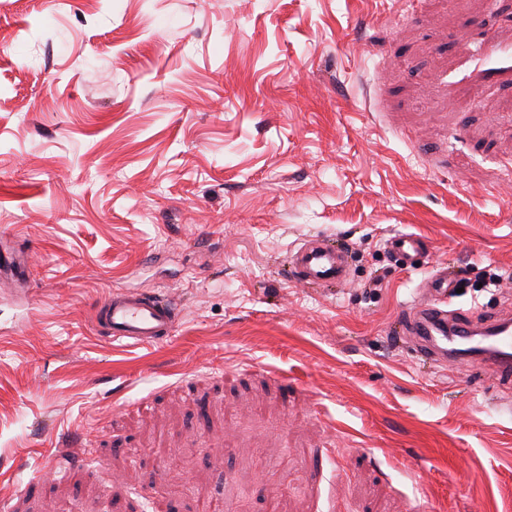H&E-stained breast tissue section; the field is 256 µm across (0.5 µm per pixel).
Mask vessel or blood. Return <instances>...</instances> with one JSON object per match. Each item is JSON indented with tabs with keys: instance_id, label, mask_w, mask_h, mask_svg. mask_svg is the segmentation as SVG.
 I'll use <instances>...</instances> for the list:
<instances>
[{
	"instance_id": "b4317fda",
	"label": "vessel or blood",
	"mask_w": 512,
	"mask_h": 512,
	"mask_svg": "<svg viewBox=\"0 0 512 512\" xmlns=\"http://www.w3.org/2000/svg\"><path fill=\"white\" fill-rule=\"evenodd\" d=\"M389 249L406 266H414L427 250L421 236L401 233L388 241ZM296 278L307 286L333 285L349 275L342 248L329 238L304 244L291 259ZM439 299L416 302L406 310L403 328L411 335L425 362L473 356L484 369L498 377L512 376V321L494 318L476 326L460 309H445L439 301L448 297L447 273L436 274ZM98 328L115 341L152 345L170 337L178 321V303L173 297L111 292L94 309Z\"/></svg>"
}]
</instances>
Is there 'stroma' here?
<instances>
[{"instance_id":"obj_1","label":"stroma","mask_w":512,"mask_h":512,"mask_svg":"<svg viewBox=\"0 0 512 512\" xmlns=\"http://www.w3.org/2000/svg\"><path fill=\"white\" fill-rule=\"evenodd\" d=\"M0 230V512H512V394L399 330L512 313V0H0ZM388 248L402 264L413 267L418 256L427 251V243L421 236L401 233L388 240ZM291 262L296 279L307 286L341 284L349 275L342 248L327 237L298 248ZM173 297L111 292L94 309V321L112 341L152 345L170 337L178 321Z\"/></svg>"}]
</instances>
